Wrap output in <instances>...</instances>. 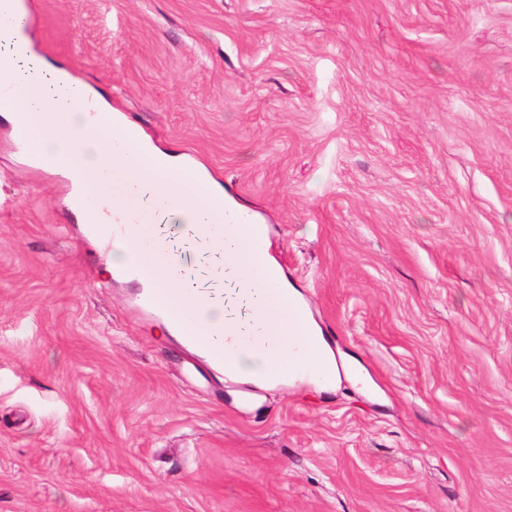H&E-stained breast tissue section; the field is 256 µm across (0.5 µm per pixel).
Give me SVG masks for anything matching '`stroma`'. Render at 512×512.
<instances>
[{
	"instance_id": "1",
	"label": "stroma",
	"mask_w": 512,
	"mask_h": 512,
	"mask_svg": "<svg viewBox=\"0 0 512 512\" xmlns=\"http://www.w3.org/2000/svg\"><path fill=\"white\" fill-rule=\"evenodd\" d=\"M21 2L267 226L341 375L260 386L133 316L125 242L0 122V512H512V0Z\"/></svg>"
}]
</instances>
